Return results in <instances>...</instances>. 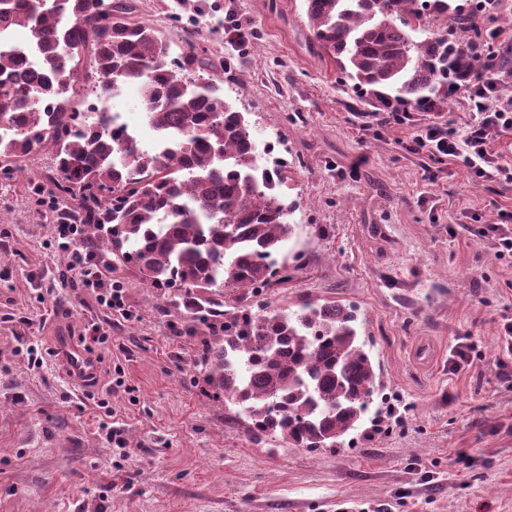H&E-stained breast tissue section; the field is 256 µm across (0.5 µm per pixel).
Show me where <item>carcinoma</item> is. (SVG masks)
Wrapping results in <instances>:
<instances>
[{
  "label": "carcinoma",
  "mask_w": 512,
  "mask_h": 512,
  "mask_svg": "<svg viewBox=\"0 0 512 512\" xmlns=\"http://www.w3.org/2000/svg\"><path fill=\"white\" fill-rule=\"evenodd\" d=\"M309 47L336 63L359 102L434 112L448 108L460 68L480 69L498 48L493 10L453 0H304ZM135 0H0V36L30 30L38 66L0 52V169L53 149L56 173L32 188L52 199L63 224L112 262L174 292L188 320L177 336L220 326L202 345L208 384L246 417L255 443L339 448L363 424L379 394V373L356 327L355 310L300 297L276 307L268 290L294 282L278 260L295 235L297 203L279 192L283 164H256L245 115L224 101L213 63L185 40L178 54L155 27L136 19ZM94 78L100 106L85 112L80 73ZM139 87L155 146L106 102Z\"/></svg>",
  "instance_id": "cac0c4a2"
}]
</instances>
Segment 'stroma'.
Here are the masks:
<instances>
[{
    "mask_svg": "<svg viewBox=\"0 0 512 512\" xmlns=\"http://www.w3.org/2000/svg\"><path fill=\"white\" fill-rule=\"evenodd\" d=\"M137 16L175 49L196 32L264 148L259 165L287 159L288 249L301 260L293 288L271 298L355 306L391 418L349 447L254 444L207 385L198 337L173 335L183 308L119 266L124 317L70 271L58 224L28 187L55 172L45 151L0 174V512H512V354L499 330L512 316V259L466 224L512 208V185L472 183L459 159L426 163L404 146L410 128L362 130L335 63L305 44L303 0H137ZM235 20L252 27L248 43L225 37ZM94 326L106 341L86 340ZM462 338L474 361L455 373ZM23 340L48 352L40 371L16 355ZM67 344L91 348L99 388L74 389ZM108 422L125 448L107 440ZM462 450L474 468L456 464Z\"/></svg>",
    "mask_w": 512,
    "mask_h": 512,
    "instance_id": "stroma-1",
    "label": "stroma"
}]
</instances>
